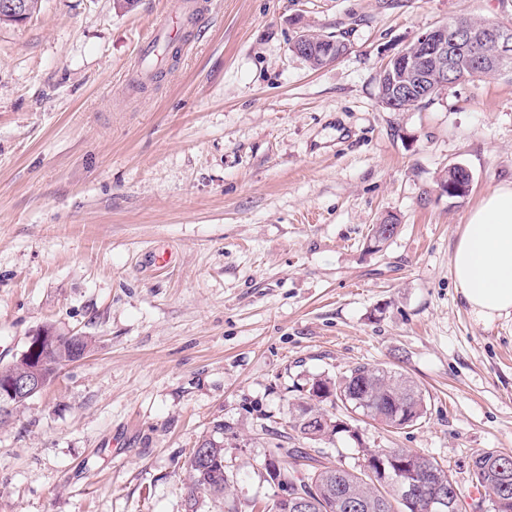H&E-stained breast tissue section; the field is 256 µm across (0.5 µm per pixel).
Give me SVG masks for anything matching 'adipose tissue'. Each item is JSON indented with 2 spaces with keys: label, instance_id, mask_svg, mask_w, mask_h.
Listing matches in <instances>:
<instances>
[{
  "label": "adipose tissue",
  "instance_id": "1",
  "mask_svg": "<svg viewBox=\"0 0 512 512\" xmlns=\"http://www.w3.org/2000/svg\"><path fill=\"white\" fill-rule=\"evenodd\" d=\"M453 270L476 323L512 314V182L496 188L470 213Z\"/></svg>",
  "mask_w": 512,
  "mask_h": 512
}]
</instances>
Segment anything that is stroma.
<instances>
[{
  "label": "stroma",
  "instance_id": "1",
  "mask_svg": "<svg viewBox=\"0 0 512 512\" xmlns=\"http://www.w3.org/2000/svg\"><path fill=\"white\" fill-rule=\"evenodd\" d=\"M211 2L141 88L168 0H41L0 28V366L46 325L92 339L0 424V512H224L187 472L219 422L241 503L273 495L281 442L346 467L417 451L465 490L477 450H512V314L474 323L453 275L469 213L512 182V73L403 112L378 93L421 33L512 24V0ZM307 32L349 50L311 68ZM454 164L462 198L436 192ZM360 363L414 379L425 421L291 435L289 402ZM184 39L179 38L178 28H161L158 29L153 37L144 44L142 52L140 56L137 58L135 62V66L137 67V72L139 76L146 81L151 80L155 77L156 71L149 60L155 54H157L160 46H165L167 48L171 47L175 43L183 41Z\"/></svg>",
  "mask_w": 512,
  "mask_h": 512
}]
</instances>
